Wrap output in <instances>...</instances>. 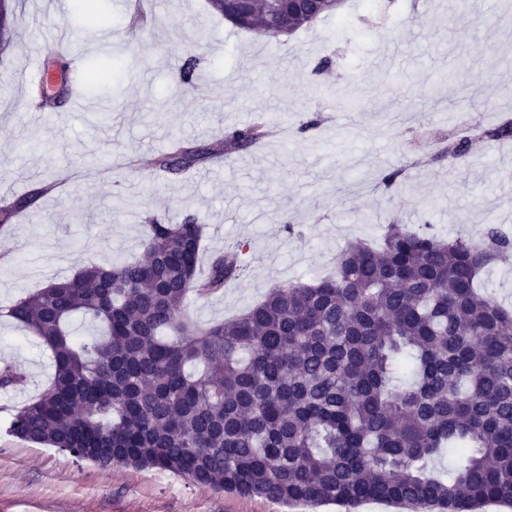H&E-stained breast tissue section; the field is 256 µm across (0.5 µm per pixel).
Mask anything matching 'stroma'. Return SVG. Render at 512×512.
<instances>
[{
    "instance_id": "1",
    "label": "stroma",
    "mask_w": 512,
    "mask_h": 512,
    "mask_svg": "<svg viewBox=\"0 0 512 512\" xmlns=\"http://www.w3.org/2000/svg\"><path fill=\"white\" fill-rule=\"evenodd\" d=\"M45 2L14 0L16 34L0 53V204L65 168L73 173L65 192L41 197L22 223L0 232V306L83 266L131 260L153 214L177 223L199 213L208 254L250 244L247 276L222 293L188 296L185 313L203 327L276 286L329 275L349 241H378L392 221L475 241L490 224L512 234V142L476 145L454 168L428 160L463 124L512 117V0L464 11L460 25L448 21L451 0H344L277 39L234 27L207 0H154L152 25L139 34L128 27V0H101L98 28L79 0ZM33 26L70 30L73 46L87 51L85 67L107 65L108 78L55 108L24 107ZM104 28L112 32L106 43ZM396 40L405 54L381 65ZM190 52L200 59L192 91L178 79ZM329 53L332 68L316 72ZM260 114L270 125L259 147L185 177L154 173L171 139L209 144ZM311 118L318 126L299 133ZM397 168L402 182L378 188L380 174ZM4 365L28 385L0 390V512H346L199 488L154 468L78 462L9 436L5 423L46 384L50 355L4 320Z\"/></svg>"
}]
</instances>
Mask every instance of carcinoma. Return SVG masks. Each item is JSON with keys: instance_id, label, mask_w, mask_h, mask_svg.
Returning <instances> with one entry per match:
<instances>
[{"instance_id": "obj_1", "label": "carcinoma", "mask_w": 512, "mask_h": 512, "mask_svg": "<svg viewBox=\"0 0 512 512\" xmlns=\"http://www.w3.org/2000/svg\"><path fill=\"white\" fill-rule=\"evenodd\" d=\"M236 27L277 39L307 26L280 3L253 0ZM0 0V48L13 38ZM267 121L220 145L173 139L154 166L190 173L265 137ZM475 140H512V119L475 124L442 142L452 164ZM43 185L0 209V223L50 192ZM204 220L149 219L142 258L85 266L0 307L50 352L53 373L5 433L78 462L156 468L192 483L289 506L480 512L512 505V308L479 287L512 258V238L486 228L474 242L425 226H387L355 239L333 275L273 288L232 320L184 318L188 294L208 297L246 271V243L210 255L198 273ZM80 316L95 332L79 337ZM24 376L0 368V388ZM448 456L449 467L438 465Z\"/></svg>"}]
</instances>
